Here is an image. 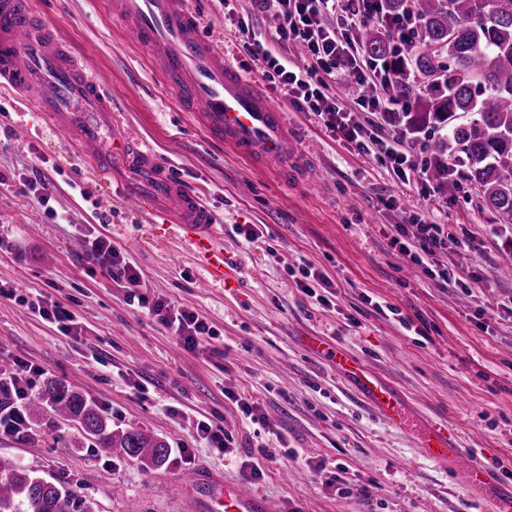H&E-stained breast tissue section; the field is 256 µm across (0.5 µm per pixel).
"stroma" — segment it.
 <instances>
[{
	"mask_svg": "<svg viewBox=\"0 0 512 512\" xmlns=\"http://www.w3.org/2000/svg\"><path fill=\"white\" fill-rule=\"evenodd\" d=\"M64 41L89 57L121 128L213 212L224 248L223 280L209 282L181 245L165 237L164 218L125 207L113 183L134 176L115 164L100 180L42 112L0 87V359L19 358L87 394L113 429H139L169 448L191 447L192 465L147 467L114 448L86 440L73 448L70 423L39 420L41 438L1 436L0 456L52 476L90 500L95 512H188L180 490L190 466L249 486L285 512H495L493 498L473 493L460 473L426 458L412 434L384 420L353 382L301 337L327 340L395 387L422 419L442 423L486 467L501 463L512 484V224L479 205L468 182L428 180L434 135L414 133L398 112H368L366 87L346 71L326 82L360 126L364 140L397 142L413 166L398 178L379 153H364L330 132L320 116L292 108L262 64L240 46L246 21L271 34L273 10L255 0H188L205 33L229 63L262 85L288 115L290 133L317 174L281 179L211 142L193 113L182 111L146 54L114 27L96 0H34ZM27 136H17L18 128ZM52 195L41 208L27 181L32 167ZM83 183L80 196L71 182ZM420 214L448 225L460 246L436 253L457 287L444 288L389 242L396 225ZM238 224L262 237L247 243ZM108 236L141 270L136 282H114L86 253L81 229ZM312 267L330 283L324 302L306 296L294 273ZM43 294L80 316L79 336L35 317L28 300ZM130 294L167 298L192 308L213 327L193 351L126 303ZM387 303L394 314L378 313ZM146 389H138L140 381ZM259 404L266 425L244 424L236 397ZM207 416L233 439L219 456L196 442ZM286 444L268 447L269 431ZM263 470L254 478L253 467Z\"/></svg>",
	"mask_w": 512,
	"mask_h": 512,
	"instance_id": "1",
	"label": "stroma"
}]
</instances>
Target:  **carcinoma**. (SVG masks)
Listing matches in <instances>:
<instances>
[{"mask_svg": "<svg viewBox=\"0 0 512 512\" xmlns=\"http://www.w3.org/2000/svg\"><path fill=\"white\" fill-rule=\"evenodd\" d=\"M387 18H413L416 42L397 47L382 22L368 32L365 50L384 64L395 95L411 103L408 126L448 130L429 145L428 174L459 179L480 190V207L512 224V0H383ZM428 78L419 87L411 69ZM49 408L59 421L78 424L69 444L96 439L106 448L154 466L163 464L167 443L139 430L115 431L83 392L50 380L27 406L28 417ZM95 512L76 491L18 461L0 457V512Z\"/></svg>", "mask_w": 512, "mask_h": 512, "instance_id": "cac0c4a2", "label": "carcinoma"}]
</instances>
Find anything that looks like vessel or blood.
I'll list each match as a JSON object with an SVG mask.
<instances>
[{"label":"vessel or blood","instance_id":"obj_1","mask_svg":"<svg viewBox=\"0 0 512 512\" xmlns=\"http://www.w3.org/2000/svg\"><path fill=\"white\" fill-rule=\"evenodd\" d=\"M99 7L145 50L183 110L199 113L210 141L257 167L271 166L284 175L304 170L303 160L290 152L284 112L269 102L262 87L225 62L185 0H100ZM0 85L21 92L51 123L72 129L85 161L100 176H111L116 160L134 168L135 179L119 188L122 201L147 211L163 208L211 279L223 280L224 250L216 243L209 210L132 137L114 135L110 98L94 67L59 40L55 26L33 9L31 0H0ZM302 344L337 370L356 372L378 413L393 425L413 429L428 459L444 468L465 464L473 489L493 483L487 467L463 463L464 451L445 427L412 426L391 386L319 337H305ZM193 483L204 492L195 512H273L264 497L209 471L194 473Z\"/></svg>","mask_w":512,"mask_h":512}]
</instances>
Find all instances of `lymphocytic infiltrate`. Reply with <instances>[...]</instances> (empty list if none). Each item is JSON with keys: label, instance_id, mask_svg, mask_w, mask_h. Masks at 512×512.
Segmentation results:
<instances>
[{"label": "lymphocytic infiltrate", "instance_id": "f902f5d3", "mask_svg": "<svg viewBox=\"0 0 512 512\" xmlns=\"http://www.w3.org/2000/svg\"><path fill=\"white\" fill-rule=\"evenodd\" d=\"M262 4H275L280 23L276 37L281 41L293 40L301 43L311 65L298 72L288 70L270 51L265 41L256 36L249 25L239 27L242 47L254 59L262 61L263 77L285 89L291 105L300 112H317L327 117L328 128L351 143H359L362 136L360 127L353 123L348 112L336 99L324 92L326 78L335 77L343 69L359 84H372L376 63L361 62L355 40L339 33L335 28L323 24L326 16L341 20L347 30L354 28L358 21L379 15L381 0H261ZM416 230L414 233L420 249L411 251L405 241L408 232L405 225H398L390 245L401 254L409 256L411 262L425 266L427 257L435 255L450 245L456 244V236L444 225L423 222L420 215L410 217ZM87 248L95 263L106 271L114 281H138L141 272L130 263L125 251L110 238L99 234H88ZM129 306L155 319L176 336L185 350L193 351L204 337L212 335L208 322L194 310L178 307L166 299L134 295L128 300ZM39 366L17 360L9 375L6 386L8 403H0V434L14 436L26 428L23 409L32 397V385L36 376L41 375Z\"/></svg>", "mask_w": 512, "mask_h": 512}]
</instances>
